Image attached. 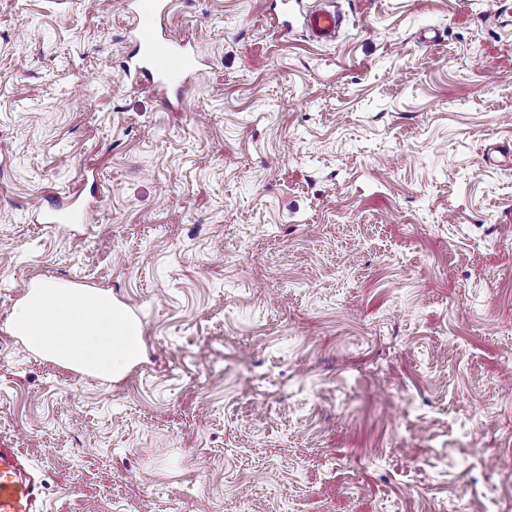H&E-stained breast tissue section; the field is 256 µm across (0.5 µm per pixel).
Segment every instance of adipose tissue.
Returning <instances> with one entry per match:
<instances>
[{"mask_svg": "<svg viewBox=\"0 0 512 512\" xmlns=\"http://www.w3.org/2000/svg\"><path fill=\"white\" fill-rule=\"evenodd\" d=\"M9 329L30 351L101 378L118 377L145 357L140 320L104 289L32 282Z\"/></svg>", "mask_w": 512, "mask_h": 512, "instance_id": "ef3b65f1", "label": "adipose tissue"}]
</instances>
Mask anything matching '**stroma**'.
Returning a JSON list of instances; mask_svg holds the SVG:
<instances>
[{"label":"stroma","instance_id":"stroma-1","mask_svg":"<svg viewBox=\"0 0 512 512\" xmlns=\"http://www.w3.org/2000/svg\"><path fill=\"white\" fill-rule=\"evenodd\" d=\"M174 0L179 111L128 0H0V447L44 512H512V0ZM80 192L87 224L42 223ZM110 290L146 358L9 330ZM172 3V0L130 1L129 35L134 50L125 63V72L142 78L154 88L166 109L175 110L170 95L177 99L181 96L196 75L197 59L184 40L163 24ZM305 25L314 40L332 41L336 38L339 19L335 12L326 9H315L306 16ZM9 329L30 351L101 378L122 375L146 353L140 320L104 289L34 281Z\"/></svg>","mask_w":512,"mask_h":512}]
</instances>
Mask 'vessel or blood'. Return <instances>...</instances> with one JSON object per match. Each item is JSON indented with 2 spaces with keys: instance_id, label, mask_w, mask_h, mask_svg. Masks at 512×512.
<instances>
[{
  "instance_id": "1",
  "label": "vessel or blood",
  "mask_w": 512,
  "mask_h": 512,
  "mask_svg": "<svg viewBox=\"0 0 512 512\" xmlns=\"http://www.w3.org/2000/svg\"><path fill=\"white\" fill-rule=\"evenodd\" d=\"M172 0H131L129 35L134 50L125 63L126 72L142 78L154 88L164 106L181 95L196 74L197 59L186 43L163 24ZM305 25L314 40L336 37L339 20L335 12L312 10ZM91 206L80 199L51 202L41 211L47 224L89 223ZM41 481L25 469L15 449L0 448V512H41Z\"/></svg>"
}]
</instances>
